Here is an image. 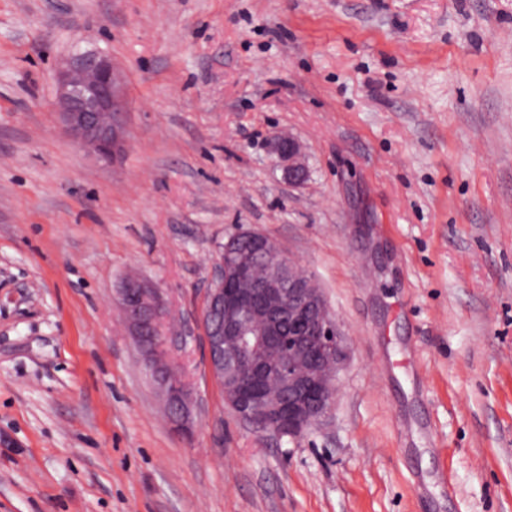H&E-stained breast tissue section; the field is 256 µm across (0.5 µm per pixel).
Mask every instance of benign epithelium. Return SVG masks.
<instances>
[{"label":"benign epithelium","mask_w":512,"mask_h":512,"mask_svg":"<svg viewBox=\"0 0 512 512\" xmlns=\"http://www.w3.org/2000/svg\"><path fill=\"white\" fill-rule=\"evenodd\" d=\"M57 103L66 136L110 162L127 147L129 99L123 78L104 51L72 54L57 76ZM272 152L288 184L308 176L298 161L299 145L291 137L272 142ZM248 238L266 248L264 235L240 231L216 253L203 292L196 325L204 338L209 372L224 386V399L239 421L253 429L291 439L304 436L331 413L337 378L347 359L344 334L332 317L314 278L301 276L285 254L272 258V269L255 288L238 289L233 279L245 274L247 255L237 250ZM118 305L134 337L147 372L155 383L178 430L185 427L194 388L183 366L170 358L172 349L186 347L183 336L167 329L170 312L160 288L123 284ZM293 326L280 334L283 322Z\"/></svg>","instance_id":"7a95c632"}]
</instances>
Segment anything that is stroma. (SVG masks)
<instances>
[{
    "instance_id": "stroma-1",
    "label": "stroma",
    "mask_w": 512,
    "mask_h": 512,
    "mask_svg": "<svg viewBox=\"0 0 512 512\" xmlns=\"http://www.w3.org/2000/svg\"><path fill=\"white\" fill-rule=\"evenodd\" d=\"M78 49L125 79L110 163L62 130ZM241 228L348 341L298 440L199 335L176 432L114 302L133 270L194 320ZM0 512H512V0H0ZM272 152L282 165L284 178L289 185H301L307 180L309 173L305 165L298 161L299 145L295 139L288 137L273 140Z\"/></svg>"
}]
</instances>
